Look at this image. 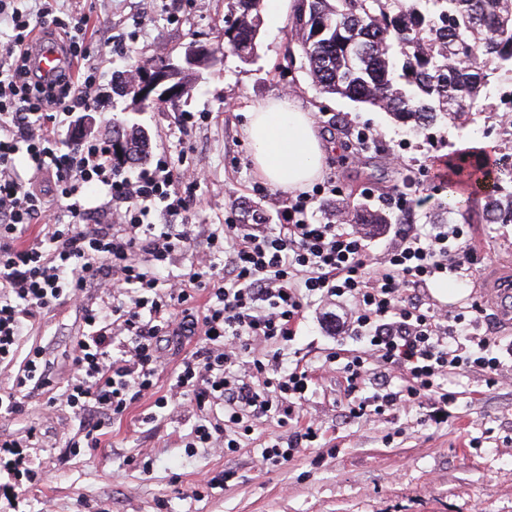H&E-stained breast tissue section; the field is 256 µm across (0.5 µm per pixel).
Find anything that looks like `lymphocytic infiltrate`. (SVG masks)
Instances as JSON below:
<instances>
[{"label":"lymphocytic infiltrate","mask_w":512,"mask_h":512,"mask_svg":"<svg viewBox=\"0 0 512 512\" xmlns=\"http://www.w3.org/2000/svg\"><path fill=\"white\" fill-rule=\"evenodd\" d=\"M39 2L33 11L21 0H0V23L10 29L0 49V364L20 365L11 389L0 392V411H21L17 394L29 386L53 385L44 348L22 351L21 336L39 310L66 302L79 304L86 327L71 348L62 393L75 415H97L85 427V448L98 447L105 423L151 394L157 408L175 401L200 412L195 448L236 452L257 419L275 416L288 437L261 448V461L288 462L320 430L312 422L294 429L313 375L299 363L283 366L277 349L295 340L314 300L326 308L324 325L348 330L358 344L326 356L341 365L348 419L416 406L425 409V421L438 424L456 402L454 392L441 388L449 373L479 372L487 386L498 384L497 352L512 356V343L502 348L471 333L482 304L451 319L415 293L436 277L470 273L477 250L462 224L433 234L391 224L384 251L375 253L358 228L310 221L325 193L319 187L288 199L287 222L275 232L225 217L188 273L164 277L172 256L191 248L195 235L192 225L155 224L149 216L158 203L173 216L190 211L192 196L177 186L192 175L163 160L132 178L113 165L107 141L73 136L60 143V129L76 112L101 103L99 73L85 64L88 16L62 17L57 0ZM40 29L78 63L76 73L50 81L37 74L29 39ZM19 153L32 178L18 172ZM38 175L65 200L67 221L48 218ZM98 187L106 188L113 209L110 223L92 225L88 194ZM35 224L45 231L32 239ZM90 286L110 296L109 306L89 305ZM173 336L193 347L173 371L170 394L159 396L160 343ZM257 342L275 346V353L252 355ZM216 406L221 416H212ZM42 479L22 443L0 436V492L8 508H15L20 489Z\"/></svg>","instance_id":"1"}]
</instances>
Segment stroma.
Here are the masks:
<instances>
[{
    "label": "stroma",
    "mask_w": 512,
    "mask_h": 512,
    "mask_svg": "<svg viewBox=\"0 0 512 512\" xmlns=\"http://www.w3.org/2000/svg\"><path fill=\"white\" fill-rule=\"evenodd\" d=\"M294 0H267L264 23L252 60L216 55L213 63L185 70L189 91L179 101L142 106L113 92L138 62H166L183 68L192 42L218 46L224 39L229 0H155L142 12L140 0H62L61 10L89 15L91 60L99 65L106 94L98 108L83 112L75 134L111 140L113 121L135 124L150 139L148 158L181 159L203 169L207 179L193 191L189 223L210 230L233 210L238 223L255 212L275 215L286 191L255 171L244 134L257 103L289 96L310 111L328 151L324 178L335 179L342 195L362 201L366 191H389L413 178L430 199L415 221L430 223L438 204L450 202L447 184L435 176L464 137L494 144L512 156V135L487 113H475L467 128L439 124L417 129L388 113L321 93L308 77L288 26ZM205 120L182 123L187 113ZM377 131V148L352 157L343 146L352 127ZM485 195L474 192L466 213L450 211L449 221L467 219L478 261L466 280H436L425 292L436 308L456 314L481 301L487 284L512 267V223L480 220ZM83 330L80 315L67 305L42 310L28 324L23 349L41 345L56 381L68 374L67 354ZM315 313H308L295 341L281 349L284 362L302 358L314 366L315 384L306 417L317 419L315 446L277 467H263L258 450L284 436L276 420L256 422L236 453L191 448L187 442L194 412L176 407L155 416L147 397L102 430L101 445L71 456L66 444L82 432L80 419L50 391L22 397L17 414H0V435L21 437L28 426L38 435L29 454L45 478L30 488L19 512H512V361H504L502 384L487 387L476 372L449 375L457 394L447 423H422L417 409L397 417L373 416L346 422V383L336 366L325 365L334 342ZM151 461L149 470L138 463ZM229 473L228 482L203 488L204 480Z\"/></svg>",
    "instance_id": "35a3bbf8"
}]
</instances>
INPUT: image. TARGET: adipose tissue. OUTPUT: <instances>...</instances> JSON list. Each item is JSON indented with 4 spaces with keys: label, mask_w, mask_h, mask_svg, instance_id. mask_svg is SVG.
Listing matches in <instances>:
<instances>
[{
    "label": "adipose tissue",
    "mask_w": 512,
    "mask_h": 512,
    "mask_svg": "<svg viewBox=\"0 0 512 512\" xmlns=\"http://www.w3.org/2000/svg\"><path fill=\"white\" fill-rule=\"evenodd\" d=\"M253 165L273 187L295 191L318 179L327 148L310 112L287 99L254 108L246 130Z\"/></svg>",
    "instance_id": "adipose-tissue-1"
}]
</instances>
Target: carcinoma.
Masks as SVG:
<instances>
[{
  "mask_svg": "<svg viewBox=\"0 0 512 512\" xmlns=\"http://www.w3.org/2000/svg\"><path fill=\"white\" fill-rule=\"evenodd\" d=\"M290 31L297 36L311 82L389 113L403 124L467 127L487 109L505 129L512 122L486 105L490 79L512 80V0H295ZM263 0H232L224 18V54L252 58L263 22ZM148 138L112 123V161L140 164ZM336 213L364 230L406 218L347 197ZM488 224L512 223V192L490 193Z\"/></svg>",
  "mask_w": 512,
  "mask_h": 512,
  "instance_id": "1",
  "label": "carcinoma"
}]
</instances>
